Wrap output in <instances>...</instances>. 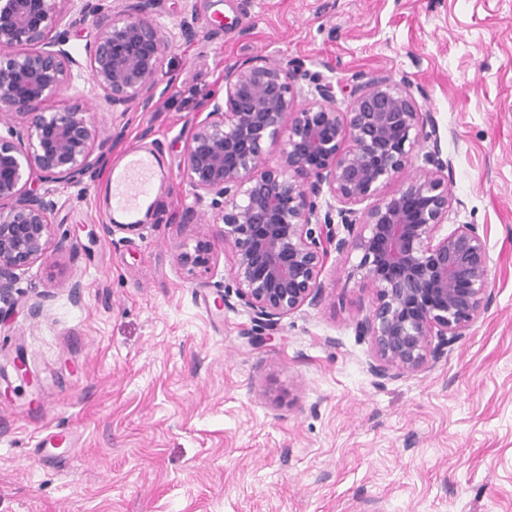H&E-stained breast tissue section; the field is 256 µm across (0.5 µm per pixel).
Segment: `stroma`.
<instances>
[{
  "label": "stroma",
  "instance_id": "1",
  "mask_svg": "<svg viewBox=\"0 0 512 512\" xmlns=\"http://www.w3.org/2000/svg\"><path fill=\"white\" fill-rule=\"evenodd\" d=\"M188 3L202 35L165 47L158 105L89 106L125 129L110 163L137 146L166 161L142 229L106 231L108 171L84 193L59 185L69 248L20 275L0 326V512H512V0H161L164 22ZM250 59L422 87L448 221L486 232L495 288L434 369L372 376L356 331L372 291L339 259L322 304L270 340L236 304L223 243L213 272L178 269L183 225L202 221L182 180L185 121L198 90ZM60 429L70 442L50 445Z\"/></svg>",
  "mask_w": 512,
  "mask_h": 512
}]
</instances>
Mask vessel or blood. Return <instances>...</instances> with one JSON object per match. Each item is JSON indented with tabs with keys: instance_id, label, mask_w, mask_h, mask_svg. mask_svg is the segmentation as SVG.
Instances as JSON below:
<instances>
[{
	"instance_id": "obj_1",
	"label": "vessel or blood",
	"mask_w": 512,
	"mask_h": 512,
	"mask_svg": "<svg viewBox=\"0 0 512 512\" xmlns=\"http://www.w3.org/2000/svg\"><path fill=\"white\" fill-rule=\"evenodd\" d=\"M162 166L158 152L135 148L113 168L112 210L125 223H139L143 204L158 192V171Z\"/></svg>"
}]
</instances>
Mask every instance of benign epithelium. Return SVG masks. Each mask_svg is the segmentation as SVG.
I'll list each match as a JSON object with an SVG mask.
<instances>
[{"label":"benign epithelium","instance_id":"benign-epithelium-1","mask_svg":"<svg viewBox=\"0 0 512 512\" xmlns=\"http://www.w3.org/2000/svg\"><path fill=\"white\" fill-rule=\"evenodd\" d=\"M158 0H0V324L18 301L19 275L66 241L52 239L54 185H84L108 162L102 129L80 104L48 107L81 89L106 111L148 112L160 88L163 44H191L195 22L168 27ZM91 25L83 51L69 31ZM423 90L384 73L336 87L301 61L245 60L224 70V93L204 91L188 118L183 184L205 209L177 255L183 274L217 257L210 228L230 251L239 305L257 335L324 297L331 254L373 290L356 322L371 344L370 373L393 379L448 357L494 297L486 236L447 231L452 196L435 117ZM279 150L275 163L268 161ZM421 162L416 173L408 170ZM398 181L399 189L382 194ZM330 196L337 205L320 210Z\"/></svg>","mask_w":512,"mask_h":512}]
</instances>
